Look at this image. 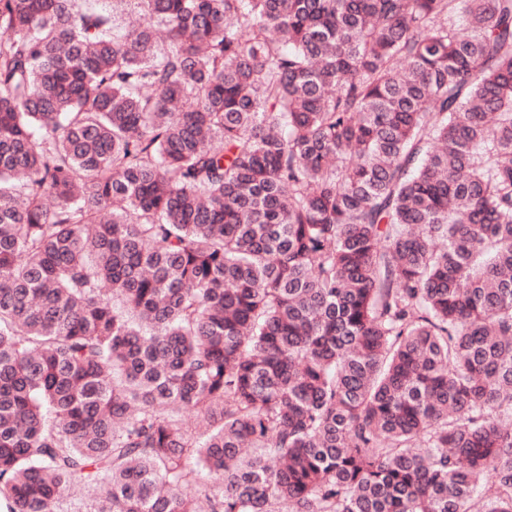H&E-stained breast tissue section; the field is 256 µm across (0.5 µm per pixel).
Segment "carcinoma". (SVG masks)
Instances as JSON below:
<instances>
[{"label": "carcinoma", "mask_w": 512, "mask_h": 512, "mask_svg": "<svg viewBox=\"0 0 512 512\" xmlns=\"http://www.w3.org/2000/svg\"><path fill=\"white\" fill-rule=\"evenodd\" d=\"M77 489L512 512V0H0V512Z\"/></svg>", "instance_id": "cac0c4a2"}]
</instances>
